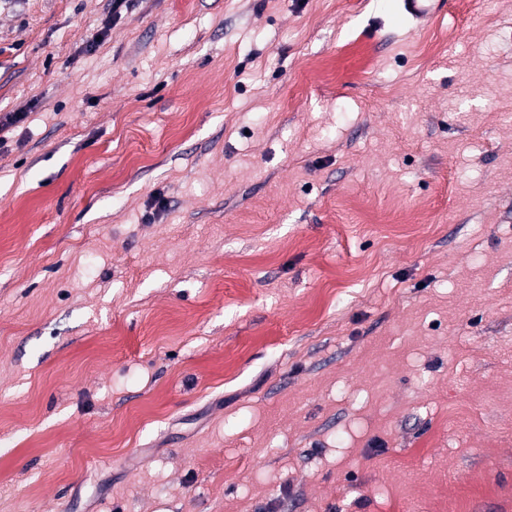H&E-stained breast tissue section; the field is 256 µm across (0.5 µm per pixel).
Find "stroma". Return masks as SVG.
<instances>
[{
    "instance_id": "35a3bbf8",
    "label": "stroma",
    "mask_w": 512,
    "mask_h": 512,
    "mask_svg": "<svg viewBox=\"0 0 512 512\" xmlns=\"http://www.w3.org/2000/svg\"><path fill=\"white\" fill-rule=\"evenodd\" d=\"M395 4L0 0V512H512V0ZM401 13L416 28L446 12V0H399Z\"/></svg>"
}]
</instances>
